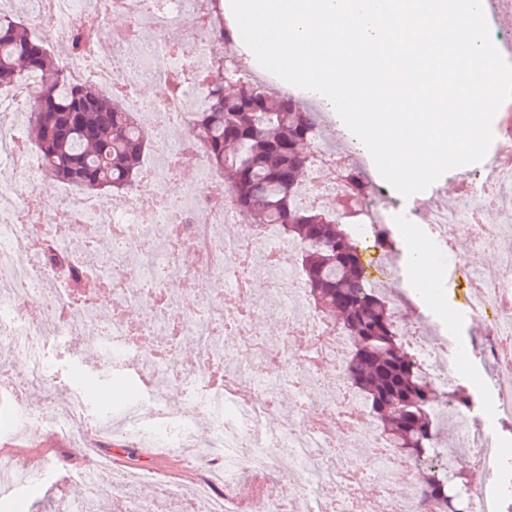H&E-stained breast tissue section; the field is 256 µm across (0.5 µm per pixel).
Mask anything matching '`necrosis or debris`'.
Here are the masks:
<instances>
[{
	"label": "necrosis or debris",
	"instance_id": "necrosis-or-debris-1",
	"mask_svg": "<svg viewBox=\"0 0 512 512\" xmlns=\"http://www.w3.org/2000/svg\"><path fill=\"white\" fill-rule=\"evenodd\" d=\"M153 2L147 13L142 0H38L32 14L40 36L71 43L64 68L72 80L120 92L152 130L159 160L145 168L135 193L112 197L72 189L50 210L32 183L0 184V353L28 366L19 380L1 364L0 390L12 392L26 429L67 436L78 448L89 436L114 428L142 436L152 448L182 449L183 464L203 472L196 490L157 484L161 497L182 512H438L412 480L414 461L392 447L349 389L342 374L349 341L309 304L296 270L299 245L275 225L248 223L189 135L188 116L204 107L206 87L190 82L176 98L143 102L145 81H169L177 69L211 68L210 44L221 36L212 0H192L199 35L190 44L177 35L183 0ZM115 17L124 19L141 47L131 71L119 65L125 41L101 36ZM20 107L19 99L0 93V169L30 173L39 161L18 132ZM319 152L321 163L308 168L297 188L299 206L328 208L347 190L348 157L324 145ZM187 159L194 164L189 182L181 175ZM361 176L371 190L358 204L355 235L377 240L395 214L372 185L369 169ZM466 179L469 198L455 207L430 198L414 217L438 229L451 250L470 254L462 270L467 305L483 323V353L497 379L496 410L512 419V308L505 305L512 298V228L497 220L499 211L512 209V171L485 166L467 172ZM143 196L150 197V209L140 206ZM55 250L75 258L106 290L110 311L102 310L99 291L72 294L69 277L50 264ZM489 251L499 259L487 269L480 258ZM375 260L382 274L374 286L387 294L401 336L425 355L426 372L439 386L435 411L457 426L458 445L442 448L444 463L454 466L464 453L487 477L470 493V512H512V477L502 476L501 439L466 412L449 408L453 368L447 348L432 343L422 324L407 322L399 267L380 250ZM176 262L192 272L187 293L206 296V306L185 305L167 289L163 273ZM257 278L268 290L252 300L245 285ZM131 308L140 311L132 325L123 319ZM259 315L271 320L261 337L249 325ZM165 336L193 337L196 359L182 362L175 346H158ZM87 339L97 351L108 349L133 362L149 381L146 397L118 421L74 394L61 404L49 395L38 407L27 401L31 390L52 386L51 352L79 350ZM329 366L336 367V376L325 375ZM172 387L194 403V417L169 409L164 391ZM284 396L294 407L285 419L279 415ZM312 398L322 407V422L302 415ZM278 473L287 476V490L261 485L260 476ZM153 474L149 467L113 468L111 512H154L151 501L129 491L136 477ZM368 484L374 487L369 494Z\"/></svg>",
	"mask_w": 512,
	"mask_h": 512
}]
</instances>
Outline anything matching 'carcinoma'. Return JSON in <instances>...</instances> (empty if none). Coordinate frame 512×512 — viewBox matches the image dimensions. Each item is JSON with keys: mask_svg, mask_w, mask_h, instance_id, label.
<instances>
[{"mask_svg": "<svg viewBox=\"0 0 512 512\" xmlns=\"http://www.w3.org/2000/svg\"><path fill=\"white\" fill-rule=\"evenodd\" d=\"M230 68L228 75L222 69L192 76L208 89L207 105L189 117L193 138L224 176L239 212L279 225L302 245L298 260L309 300L318 312L341 316L351 344L346 382L393 447L428 461L438 445V392L398 337L389 300L367 282L353 226L293 203L310 161L303 145L317 136V114ZM34 77L40 101L27 110L25 126L45 176L90 193L133 189L152 144L136 113L118 97L69 79L46 39L18 16L0 13V88L26 89ZM420 490L442 512H457L467 487L457 473L442 476L428 466Z\"/></svg>", "mask_w": 512, "mask_h": 512, "instance_id": "carcinoma-1", "label": "carcinoma"}]
</instances>
